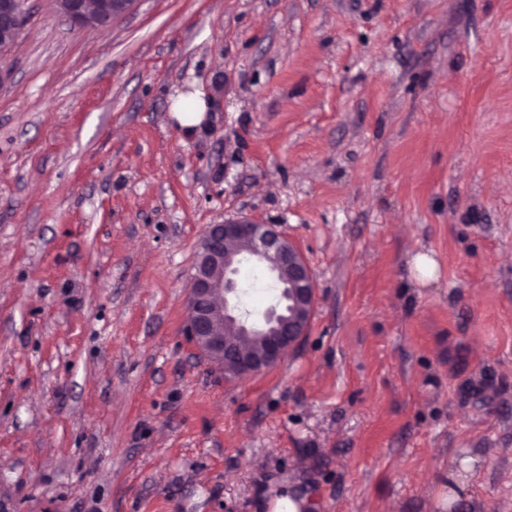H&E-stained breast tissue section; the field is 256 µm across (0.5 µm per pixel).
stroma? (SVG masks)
<instances>
[{"instance_id":"35a3bbf8","label":"stroma","mask_w":512,"mask_h":512,"mask_svg":"<svg viewBox=\"0 0 512 512\" xmlns=\"http://www.w3.org/2000/svg\"><path fill=\"white\" fill-rule=\"evenodd\" d=\"M0 88V496L16 512H512V0H26ZM200 90L206 121L169 119ZM281 225L314 313L234 378L198 243ZM436 262L415 282V253ZM57 13L80 28H105L128 14L137 0H55Z\"/></svg>"}]
</instances>
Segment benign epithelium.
Returning a JSON list of instances; mask_svg holds the SVG:
<instances>
[{
	"label": "benign epithelium",
	"instance_id": "7a95c632",
	"mask_svg": "<svg viewBox=\"0 0 512 512\" xmlns=\"http://www.w3.org/2000/svg\"><path fill=\"white\" fill-rule=\"evenodd\" d=\"M137 0H55L57 13L80 28H105L134 7ZM25 0H0V54L19 32ZM243 242L251 261L285 285L262 318L250 320L240 310L238 271L230 253L232 243ZM315 303V282L299 250L275 224L246 216L211 224L201 238L190 276L189 316L184 335L214 368L235 366L243 377L278 365L297 347L310 321ZM230 336H261L258 350L228 340Z\"/></svg>",
	"mask_w": 512,
	"mask_h": 512
}]
</instances>
